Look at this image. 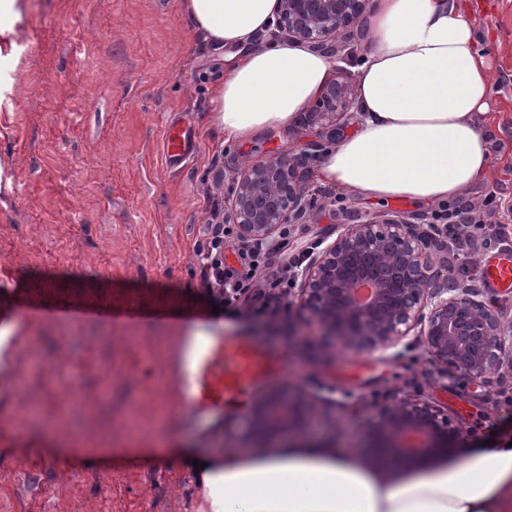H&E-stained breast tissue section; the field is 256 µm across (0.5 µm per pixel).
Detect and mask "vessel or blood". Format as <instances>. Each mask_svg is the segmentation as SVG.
Instances as JSON below:
<instances>
[{"label":"vessel or blood","instance_id":"b4317fda","mask_svg":"<svg viewBox=\"0 0 512 512\" xmlns=\"http://www.w3.org/2000/svg\"><path fill=\"white\" fill-rule=\"evenodd\" d=\"M165 152L169 159L183 157L194 143L188 129L170 123L165 133ZM489 288L500 293L512 292V256H499L486 265ZM179 389L187 424L210 416L222 418L225 407L253 396L264 381L286 372L283 357L244 337H228L215 332L203 338L184 337L177 354Z\"/></svg>","mask_w":512,"mask_h":512}]
</instances>
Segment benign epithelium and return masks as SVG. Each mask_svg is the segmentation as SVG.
I'll use <instances>...</instances> for the list:
<instances>
[{
  "label": "benign epithelium",
  "instance_id": "obj_1",
  "mask_svg": "<svg viewBox=\"0 0 512 512\" xmlns=\"http://www.w3.org/2000/svg\"><path fill=\"white\" fill-rule=\"evenodd\" d=\"M371 0H279L276 31L325 54L342 55L338 36L366 12ZM352 87L329 83L308 113L336 131L351 111ZM315 154L305 147L246 168L224 197V223L243 240H265L281 225L305 217V191ZM445 241L426 234L403 216L384 212L349 225L300 271V330L322 336L341 351L387 350L420 327L417 336L435 365L461 378L482 379L502 365L506 346L497 311L475 300L453 270L438 288L428 276L433 250ZM376 282L373 298L354 302L355 284ZM316 403L303 389L267 393L251 410L258 446L298 440L312 430ZM466 432L438 411L407 398L381 408L366 438L373 460L414 463L461 447Z\"/></svg>",
  "mask_w": 512,
  "mask_h": 512
}]
</instances>
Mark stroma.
Returning a JSON list of instances; mask_svg holds the SVG:
<instances>
[{"instance_id":"35a3bbf8","label":"stroma","mask_w":512,"mask_h":512,"mask_svg":"<svg viewBox=\"0 0 512 512\" xmlns=\"http://www.w3.org/2000/svg\"><path fill=\"white\" fill-rule=\"evenodd\" d=\"M493 73L490 110L501 132L491 173L463 194L471 206L500 199L495 222L512 225V0H477L469 13ZM223 58L191 31L180 0H38L0 33V71L14 80L0 101V322L9 328L5 368L23 388L0 384V512H73L95 495L101 512H211L196 463L243 448L249 414L232 407L223 424L182 425L172 372L182 336L197 323L245 336L287 365L268 389L298 384L327 397L324 428L346 448L364 441L377 407L410 397L461 426L471 449L512 442V366L465 380L431 363L419 344L387 352L325 350L299 334L295 311L215 316L195 251L205 238L208 201L223 198L247 166L308 143L331 148L325 125L298 122L225 142L207 122ZM199 147L169 165L170 121ZM314 205L293 225L289 255L327 246L359 220L389 210L427 223L434 203L370 200L311 178ZM512 253L504 244L449 246L433 253L430 275L448 272L476 288L512 330V296H492L484 264ZM82 309L81 321L61 315ZM52 360L53 378L29 356ZM54 382L28 431L16 419L29 395ZM30 449L34 470L10 469L12 449ZM54 456L72 468L66 484L44 470Z\"/></svg>"}]
</instances>
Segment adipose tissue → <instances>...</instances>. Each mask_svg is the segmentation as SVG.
<instances>
[{
    "mask_svg": "<svg viewBox=\"0 0 512 512\" xmlns=\"http://www.w3.org/2000/svg\"><path fill=\"white\" fill-rule=\"evenodd\" d=\"M224 74L208 120L225 141L296 124L333 74L331 57L271 39L277 0H180ZM468 0H373L354 68L361 129L327 152L319 176L375 200L446 202L486 180L492 71ZM486 116L478 126L477 116ZM212 512H512V448L459 449L426 465L295 443L228 449L203 474Z\"/></svg>",
    "mask_w": 512,
    "mask_h": 512,
    "instance_id": "adipose-tissue-1",
    "label": "adipose tissue"
}]
</instances>
